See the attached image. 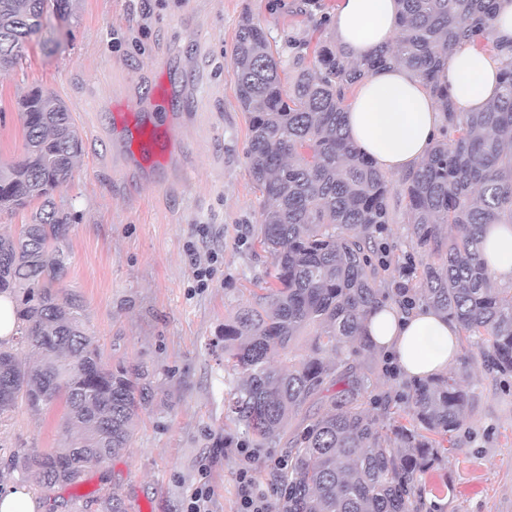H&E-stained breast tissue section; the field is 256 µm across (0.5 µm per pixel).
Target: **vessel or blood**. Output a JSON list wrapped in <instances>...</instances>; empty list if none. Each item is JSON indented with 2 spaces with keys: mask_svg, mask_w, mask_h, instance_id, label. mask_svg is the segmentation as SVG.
<instances>
[{
  "mask_svg": "<svg viewBox=\"0 0 512 512\" xmlns=\"http://www.w3.org/2000/svg\"><path fill=\"white\" fill-rule=\"evenodd\" d=\"M141 101V110L135 113L128 101L113 100L112 118L122 126L128 152L140 155L147 171L161 179L173 163L176 120L191 102L154 86L144 87Z\"/></svg>",
  "mask_w": 512,
  "mask_h": 512,
  "instance_id": "vessel-or-blood-1",
  "label": "vessel or blood"
}]
</instances>
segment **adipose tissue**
Returning a JSON list of instances; mask_svg holds the SVG:
<instances>
[{
  "label": "adipose tissue",
  "mask_w": 512,
  "mask_h": 512,
  "mask_svg": "<svg viewBox=\"0 0 512 512\" xmlns=\"http://www.w3.org/2000/svg\"><path fill=\"white\" fill-rule=\"evenodd\" d=\"M399 23L398 0H341L333 20L337 42L360 60L388 45ZM456 111L478 112L496 98L499 64L475 47L441 63ZM443 122L438 101L421 78L399 66L377 69L357 86L345 125L350 139L379 170L405 173L421 162ZM483 257L499 283L512 286V224L487 227ZM363 338L395 356L404 375L446 373L458 355L459 328L429 305L403 311L396 304L373 306L361 324Z\"/></svg>",
  "instance_id": "adipose-tissue-1"
}]
</instances>
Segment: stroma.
I'll return each instance as SVG.
<instances>
[{
	"instance_id": "1",
	"label": "stroma",
	"mask_w": 512,
	"mask_h": 512,
	"mask_svg": "<svg viewBox=\"0 0 512 512\" xmlns=\"http://www.w3.org/2000/svg\"><path fill=\"white\" fill-rule=\"evenodd\" d=\"M304 0H79L77 20L46 16L18 68L0 77V160L18 155L23 130L16 101L39 87L72 112L84 150L61 194L75 219L68 234V291L84 306L108 367L148 370L153 398L139 412L133 441L90 469L75 492L120 486L128 512H186L199 485L210 512H239L237 448L224 437V323L271 269L256 243L262 196L246 163L249 120L232 81L238 28L252 18L274 37H304ZM167 75L187 94L180 115L178 167L161 188L129 169L111 126L113 98H134L140 82ZM386 244L404 266L413 227L392 174ZM217 256L208 287L196 288L193 258ZM374 353L367 397L377 418L398 410L406 376ZM451 374L470 399L444 459L419 481L417 512H512V374L487 369L477 346L460 342ZM62 405L32 415L19 406L0 423V486L20 483L7 464L17 448L49 451L66 432ZM286 445L258 448L249 462L277 502L275 462ZM73 490L36 492L44 512H96Z\"/></svg>"
}]
</instances>
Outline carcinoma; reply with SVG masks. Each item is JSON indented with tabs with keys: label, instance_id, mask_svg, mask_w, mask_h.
<instances>
[{
	"label": "carcinoma",
	"instance_id": "obj_1",
	"mask_svg": "<svg viewBox=\"0 0 512 512\" xmlns=\"http://www.w3.org/2000/svg\"><path fill=\"white\" fill-rule=\"evenodd\" d=\"M77 2L0 0V74L19 64L47 13L70 24ZM399 2L395 40L355 64L329 32L322 0L309 6L325 39H287L286 60L248 17L236 36L232 76L263 197L256 240L272 271L254 302L224 323V426L273 448L309 400L344 385L333 409L294 435L276 512H413L418 478L448 451L469 401L449 375L420 379L408 409L384 426L367 408L369 378L354 366L372 352L359 336L365 314L390 299L371 243L389 223L392 182L351 141L344 114L353 88L380 67L418 74L444 113L427 158L402 179L408 223L427 252L414 292L455 320L491 369L512 372V287H498L480 259L484 226L512 224V45L493 34L496 0ZM467 45L500 61V91L487 109L458 113L435 68ZM18 105L23 146L0 164V214L29 208L31 216L19 232L0 233V294L21 305L18 335L0 340V420L20 401L34 414L61 402L69 432L61 446L9 459L36 488L75 487L130 445L151 386L143 370L102 364L80 300L61 288L70 212L55 193L83 152L71 112L39 88ZM443 225L452 228L446 238ZM304 336L306 348L293 352ZM93 502L97 512H127L115 488Z\"/></svg>",
	"mask_w": 512,
	"mask_h": 512
}]
</instances>
